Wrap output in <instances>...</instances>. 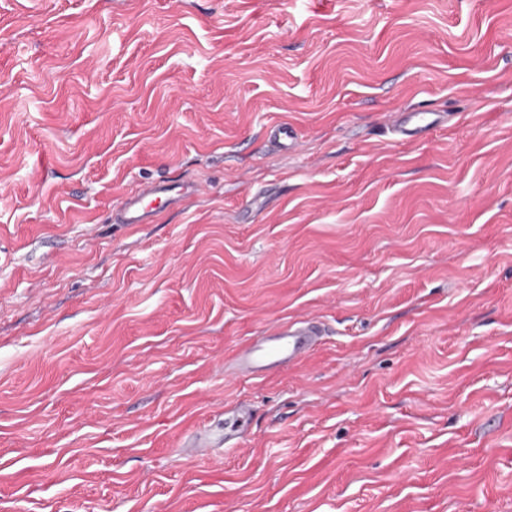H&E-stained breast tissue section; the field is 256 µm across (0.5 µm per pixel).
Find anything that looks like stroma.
Listing matches in <instances>:
<instances>
[{"label":"stroma","mask_w":512,"mask_h":512,"mask_svg":"<svg viewBox=\"0 0 512 512\" xmlns=\"http://www.w3.org/2000/svg\"><path fill=\"white\" fill-rule=\"evenodd\" d=\"M0 512H512V0H0ZM439 123V112H404L397 115L392 129L401 139L417 140L430 134ZM198 193L188 182L159 180L128 191L114 217L115 224H151L162 209L183 205ZM325 330L313 319L282 322L252 336L232 357L234 373L265 378L284 367L299 364L320 346ZM252 417L249 404L235 403L224 409V445L230 441L238 442V429Z\"/></svg>","instance_id":"obj_1"}]
</instances>
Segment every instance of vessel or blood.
Listing matches in <instances>:
<instances>
[{
    "label": "vessel or blood",
    "instance_id": "1",
    "mask_svg": "<svg viewBox=\"0 0 512 512\" xmlns=\"http://www.w3.org/2000/svg\"><path fill=\"white\" fill-rule=\"evenodd\" d=\"M439 125L435 112H406L397 115L392 129L405 140L430 134ZM198 192L188 182L159 180L128 191L114 217L118 224H149L163 209L183 205ZM322 325L312 319L282 322L259 332L238 347L232 357L235 374L246 378H264L284 367L299 364L320 346ZM252 417L249 404L236 403L224 410V439L234 441L238 429Z\"/></svg>",
    "mask_w": 512,
    "mask_h": 512
}]
</instances>
